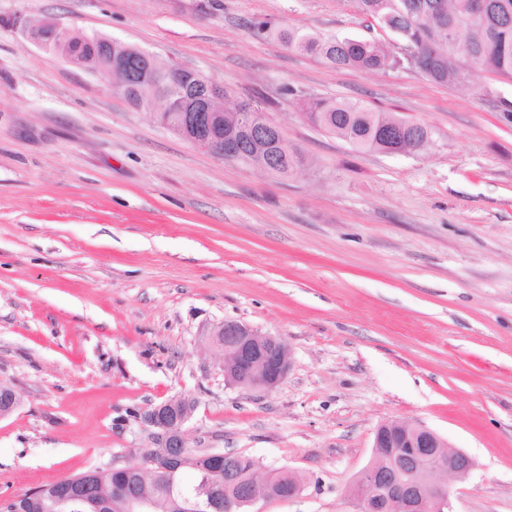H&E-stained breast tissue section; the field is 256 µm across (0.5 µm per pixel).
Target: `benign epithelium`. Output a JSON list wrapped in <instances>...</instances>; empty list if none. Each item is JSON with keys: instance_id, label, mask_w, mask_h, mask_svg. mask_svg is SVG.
I'll list each match as a JSON object with an SVG mask.
<instances>
[{"instance_id": "obj_1", "label": "benign epithelium", "mask_w": 512, "mask_h": 512, "mask_svg": "<svg viewBox=\"0 0 512 512\" xmlns=\"http://www.w3.org/2000/svg\"><path fill=\"white\" fill-rule=\"evenodd\" d=\"M70 29L52 18L25 29L26 37L47 49L64 39ZM156 57L140 51L131 54L120 71L129 85L139 81L141 68L150 69ZM224 95V87L202 82L200 95L188 107L177 109L175 96L161 90L158 96L164 109L156 113L158 124L194 146L219 158L236 154L241 142L224 135V113L213 108L216 97ZM242 132L256 144L263 143L269 125L258 112L238 113ZM214 341L224 347L231 369L224 370L225 380L244 387L274 389L287 375L289 356L284 344L275 336L263 335L246 323L226 320L216 330ZM191 412L181 398L160 403L139 413L146 434L144 447L160 448L156 457L146 456L140 467L160 464L164 469L183 462V449L188 447L185 425ZM375 453L397 454V470L386 483L365 478L374 468L367 465L355 478L349 498L357 504V512H453L448 486L441 476L464 479L472 468L470 457L447 444L436 432L424 425L390 423L379 426L374 434Z\"/></svg>"}]
</instances>
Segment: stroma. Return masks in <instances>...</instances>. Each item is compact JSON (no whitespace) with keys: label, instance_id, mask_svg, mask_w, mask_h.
Returning <instances> with one entry per match:
<instances>
[{"label":"stroma","instance_id":"obj_1","mask_svg":"<svg viewBox=\"0 0 512 512\" xmlns=\"http://www.w3.org/2000/svg\"><path fill=\"white\" fill-rule=\"evenodd\" d=\"M0 0V500L135 466L133 413L193 399L190 447L302 474L253 512H352L382 424H423L474 468L453 512H512V78L439 85L333 68L255 24L400 54L355 0ZM52 17L197 70L251 102L308 161L279 178L131 106L108 75L24 35ZM426 126L412 155L359 152L310 97ZM227 319L279 338L273 390L224 378Z\"/></svg>","mask_w":512,"mask_h":512}]
</instances>
